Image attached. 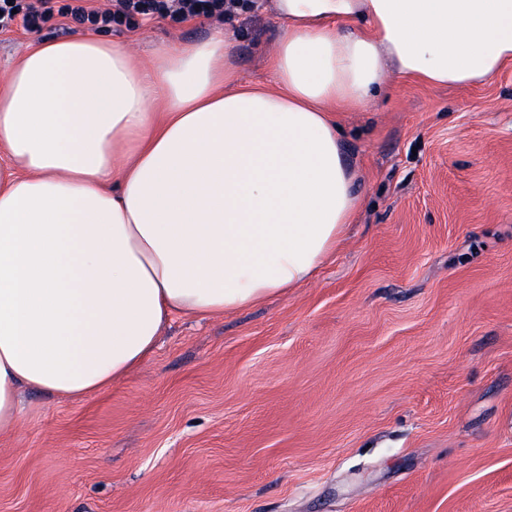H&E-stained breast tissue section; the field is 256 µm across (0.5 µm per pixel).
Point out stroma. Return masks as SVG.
Wrapping results in <instances>:
<instances>
[{"label": "stroma", "mask_w": 512, "mask_h": 512, "mask_svg": "<svg viewBox=\"0 0 512 512\" xmlns=\"http://www.w3.org/2000/svg\"><path fill=\"white\" fill-rule=\"evenodd\" d=\"M271 85L270 5L228 21ZM217 20L136 17L150 61ZM62 18L0 31V85ZM336 121L361 179L345 245L307 283L175 316L83 400L23 396L0 512H512V65L481 84L392 80Z\"/></svg>", "instance_id": "1"}]
</instances>
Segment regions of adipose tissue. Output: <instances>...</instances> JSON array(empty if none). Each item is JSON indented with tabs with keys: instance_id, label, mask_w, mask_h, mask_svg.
Masks as SVG:
<instances>
[{
	"instance_id": "obj_1",
	"label": "adipose tissue",
	"mask_w": 512,
	"mask_h": 512,
	"mask_svg": "<svg viewBox=\"0 0 512 512\" xmlns=\"http://www.w3.org/2000/svg\"><path fill=\"white\" fill-rule=\"evenodd\" d=\"M269 86L231 30L150 65L90 34L36 44L0 86V437L33 389L80 400L152 354L173 314L309 281L359 207L331 115L388 75L477 84L512 64V0H272ZM164 111H155L157 102Z\"/></svg>"
}]
</instances>
